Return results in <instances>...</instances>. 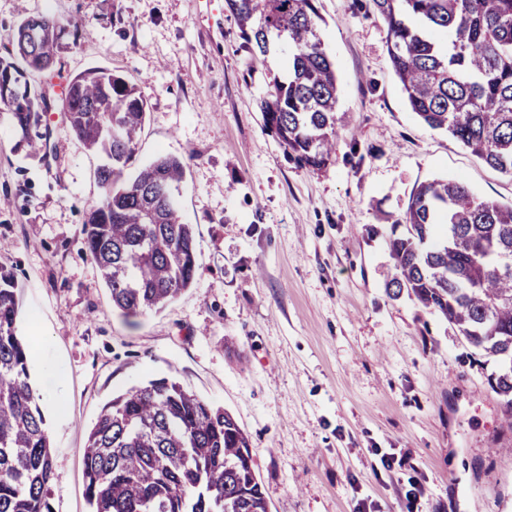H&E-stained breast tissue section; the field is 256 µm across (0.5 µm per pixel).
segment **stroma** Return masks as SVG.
<instances>
[{"instance_id": "1", "label": "stroma", "mask_w": 512, "mask_h": 512, "mask_svg": "<svg viewBox=\"0 0 512 512\" xmlns=\"http://www.w3.org/2000/svg\"><path fill=\"white\" fill-rule=\"evenodd\" d=\"M316 5L340 95L333 160L311 170L264 126L281 60L254 54L225 0H0V55L29 15L86 29L36 84L102 66L140 86L147 112L125 175L161 153L183 159L178 200L198 247L191 288L122 317L83 244L101 157L60 113L45 116L34 156L0 118V265L17 276L36 388L64 402L43 408L54 512H88L81 450L102 407L163 376L248 431L270 512H512L498 364L386 291L391 221L417 186L448 177L512 204V177L412 112L372 0Z\"/></svg>"}]
</instances>
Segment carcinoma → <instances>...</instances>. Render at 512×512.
<instances>
[{"label":"carcinoma","instance_id":"carcinoma-1","mask_svg":"<svg viewBox=\"0 0 512 512\" xmlns=\"http://www.w3.org/2000/svg\"><path fill=\"white\" fill-rule=\"evenodd\" d=\"M387 27V52L407 103L433 130L449 133L489 167L512 176V0H372ZM261 55L288 56L261 103L264 125L304 168L331 161L339 85L320 38L316 0H226ZM69 24L26 17L0 57V110L30 131L51 111L30 73L54 66ZM82 148L104 155L100 189L87 206L84 245L129 318L160 310L195 281L196 240L174 191L185 174L160 154L131 180L146 101L104 68L67 80L61 98ZM389 240L398 276L388 286L440 314L462 339L502 361L491 387L512 419V205L478 199L454 179L413 193ZM14 271L0 267V512H53L59 479L41 396L30 380L31 342L17 333ZM252 441L220 406L162 377L108 401L82 453L91 512H269Z\"/></svg>","mask_w":512,"mask_h":512}]
</instances>
